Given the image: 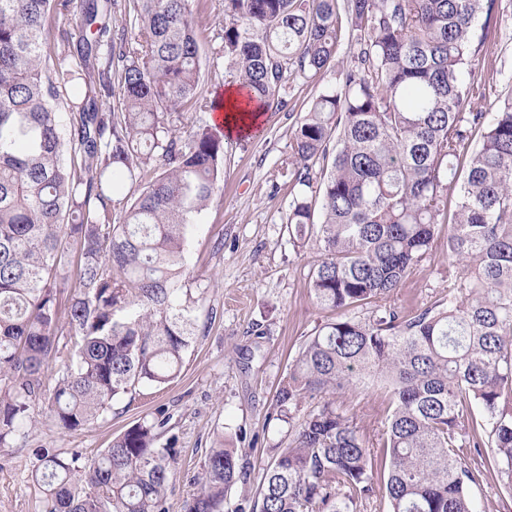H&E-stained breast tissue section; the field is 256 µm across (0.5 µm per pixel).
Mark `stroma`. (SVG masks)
<instances>
[{
	"label": "stroma",
	"instance_id": "35a3bbf8",
	"mask_svg": "<svg viewBox=\"0 0 512 512\" xmlns=\"http://www.w3.org/2000/svg\"><path fill=\"white\" fill-rule=\"evenodd\" d=\"M223 26L218 8L207 10L199 41L204 85L211 94L226 85L225 65L216 59ZM348 51V41H341L321 75L289 82L285 110L263 113L252 139L229 140L224 185L193 228L188 264L209 290L204 308L194 314L195 340L177 381L149 404L122 396L107 418L67 435L38 424L30 436L32 447L93 453L132 426L147 407H159L170 417L159 443L179 451L169 512H181L209 448L221 438L241 448L252 467L250 485L234 488L232 501L254 493L273 448L287 446L291 433L289 424L275 416L276 389L306 338L330 316L308 284L319 258L314 238L296 245L288 233L297 191L281 168L293 154L294 124L315 96L335 85ZM466 78L496 90L512 86V0H499L496 25ZM447 299L448 227L443 224L391 302L409 314ZM336 403L356 413L370 441L390 412L389 394L378 385L356 397H337ZM32 470L29 449L0 448V512H36ZM474 475L470 490L480 512H512V492L495 470L481 466Z\"/></svg>",
	"mask_w": 512,
	"mask_h": 512
}]
</instances>
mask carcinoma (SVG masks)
Here are the masks:
<instances>
[{
  "instance_id": "cac0c4a2",
  "label": "carcinoma",
  "mask_w": 512,
  "mask_h": 512,
  "mask_svg": "<svg viewBox=\"0 0 512 512\" xmlns=\"http://www.w3.org/2000/svg\"><path fill=\"white\" fill-rule=\"evenodd\" d=\"M208 0H0V448H25L47 401L61 434L126 394L173 384L193 342L190 227L224 182L202 114ZM497 0H222L218 55L248 108L277 112L293 75L350 60L293 131L287 224L316 230L309 284L337 317L300 348L274 410L292 439L251 480L219 440L182 512H357L380 448L391 512H478L457 448H491L512 489V88L489 114L463 79ZM76 19L78 34L59 24ZM118 99L113 106L110 100ZM70 110L61 128L60 105ZM481 132L474 142L475 131ZM70 159H65V153ZM448 223V303L390 297ZM80 242L78 285L61 298ZM371 305L364 320L348 315ZM55 362L53 386L45 367ZM393 409L374 442L336 395L366 382ZM148 413L93 455L34 448L37 512H169L177 450Z\"/></svg>"
}]
</instances>
